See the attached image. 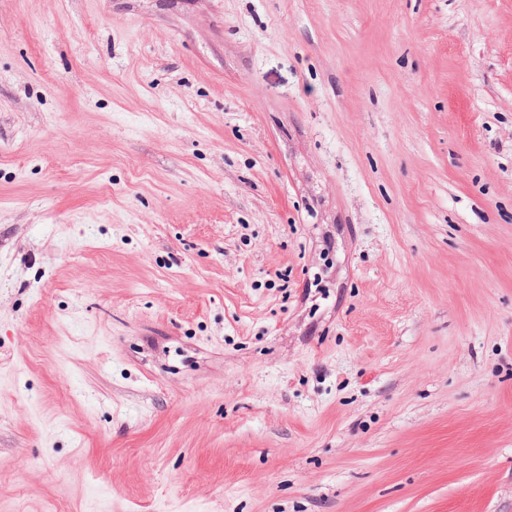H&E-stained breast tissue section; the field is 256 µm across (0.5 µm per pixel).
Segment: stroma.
Instances as JSON below:
<instances>
[{
  "instance_id": "35a3bbf8",
  "label": "stroma",
  "mask_w": 512,
  "mask_h": 512,
  "mask_svg": "<svg viewBox=\"0 0 512 512\" xmlns=\"http://www.w3.org/2000/svg\"><path fill=\"white\" fill-rule=\"evenodd\" d=\"M0 512H512V0H0Z\"/></svg>"
}]
</instances>
